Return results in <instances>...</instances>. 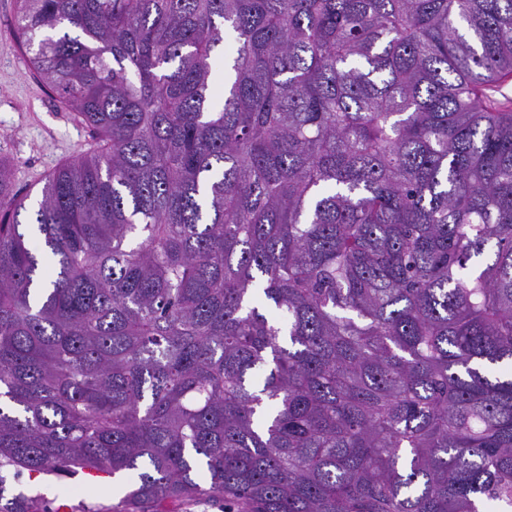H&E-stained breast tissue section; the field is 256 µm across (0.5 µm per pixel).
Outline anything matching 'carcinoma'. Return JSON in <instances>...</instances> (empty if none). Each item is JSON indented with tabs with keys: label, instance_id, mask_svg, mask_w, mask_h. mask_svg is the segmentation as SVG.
I'll return each instance as SVG.
<instances>
[{
	"label": "carcinoma",
	"instance_id": "obj_1",
	"mask_svg": "<svg viewBox=\"0 0 512 512\" xmlns=\"http://www.w3.org/2000/svg\"><path fill=\"white\" fill-rule=\"evenodd\" d=\"M95 148L0 161V486L512 512V0H16Z\"/></svg>",
	"mask_w": 512,
	"mask_h": 512
}]
</instances>
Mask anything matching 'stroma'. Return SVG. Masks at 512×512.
<instances>
[{
  "label": "stroma",
  "instance_id": "obj_1",
  "mask_svg": "<svg viewBox=\"0 0 512 512\" xmlns=\"http://www.w3.org/2000/svg\"><path fill=\"white\" fill-rule=\"evenodd\" d=\"M15 24V0H0V159L14 165V191L22 198L39 193L40 180L94 143L88 129L29 72L23 53L13 44ZM134 486V478L123 475L33 474L7 479L5 496L21 497L37 512L63 504L70 512H119Z\"/></svg>",
  "mask_w": 512,
  "mask_h": 512
}]
</instances>
